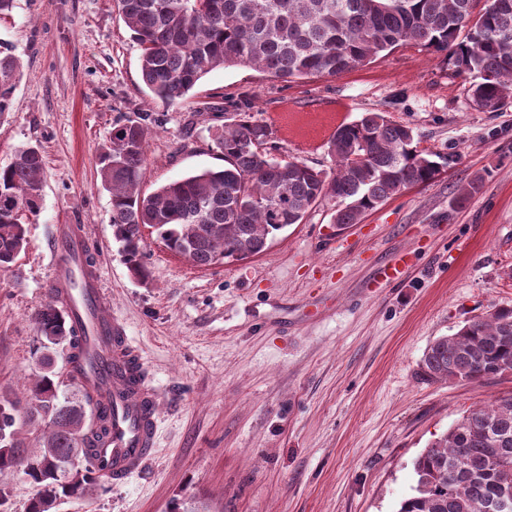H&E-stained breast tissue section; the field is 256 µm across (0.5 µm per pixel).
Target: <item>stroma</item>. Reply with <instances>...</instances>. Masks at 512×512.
Returning a JSON list of instances; mask_svg holds the SVG:
<instances>
[{
  "instance_id": "35a3bbf8",
  "label": "stroma",
  "mask_w": 512,
  "mask_h": 512,
  "mask_svg": "<svg viewBox=\"0 0 512 512\" xmlns=\"http://www.w3.org/2000/svg\"><path fill=\"white\" fill-rule=\"evenodd\" d=\"M0 42L22 64L13 110L0 116V166L28 145L45 160L27 245L0 274V394L30 401L49 242L57 225L83 224L159 399L158 450L143 470L57 512H398L428 444L512 391L510 375L436 381L422 367L434 339L512 307V98L479 109L443 53L398 47L288 83L244 65L217 69L169 107L148 94L141 49L113 0H17L0 16ZM370 111L410 124L420 149L456 163L359 223L338 227L325 200L263 253L206 269L146 227V274L129 270L98 174L117 122L150 128V193L223 168L216 113H247L268 127L272 156L329 173L330 135L307 146L280 117L342 125ZM478 174L479 189L462 194ZM400 252L410 261L399 282L373 289L377 267Z\"/></svg>"
}]
</instances>
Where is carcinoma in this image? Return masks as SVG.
<instances>
[{
    "mask_svg": "<svg viewBox=\"0 0 512 512\" xmlns=\"http://www.w3.org/2000/svg\"><path fill=\"white\" fill-rule=\"evenodd\" d=\"M113 0L141 47L148 92L180 104L206 74L247 65L283 82L336 76L397 46L447 53L454 72L473 78V102L493 112L512 97V0ZM465 39H459L461 30ZM20 59L0 53V116L13 109ZM149 127L127 119L100 154L99 175L111 194V224L125 260L144 275L142 228L155 229L172 252L209 268L266 250L276 233L301 223L320 201L336 203L333 222L357 224L400 191L433 180L453 159L419 149L414 129L381 112H365L340 126L329 150L332 177L302 161L274 166L260 151L267 127L224 120L214 145L224 168L173 180L150 194L140 188ZM44 157L36 146L0 167V272L23 250L25 225L39 212ZM40 334L65 343L73 357L82 338L68 325L58 301L38 312ZM52 358L32 387L26 422L44 426L38 448L27 452L15 428V403L0 400V475L19 465L37 487L26 512H51L61 501L86 494L102 478L94 447L107 428L85 422L89 396L57 401ZM426 374L441 381L512 375V308H493L427 348ZM81 445L75 459L72 448ZM509 462L502 468L494 458ZM78 470L81 481L65 482ZM413 494L399 512H512V392L462 415L417 458Z\"/></svg>",
    "mask_w": 512,
    "mask_h": 512,
    "instance_id": "1",
    "label": "carcinoma"
}]
</instances>
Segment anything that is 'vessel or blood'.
<instances>
[{"label":"vessel or blood","mask_w":512,"mask_h":512,"mask_svg":"<svg viewBox=\"0 0 512 512\" xmlns=\"http://www.w3.org/2000/svg\"><path fill=\"white\" fill-rule=\"evenodd\" d=\"M51 250L54 295L85 339L68 372L107 420L95 464L118 484L139 473L155 451L158 396L96 270L86 264L85 225H58Z\"/></svg>","instance_id":"1"}]
</instances>
